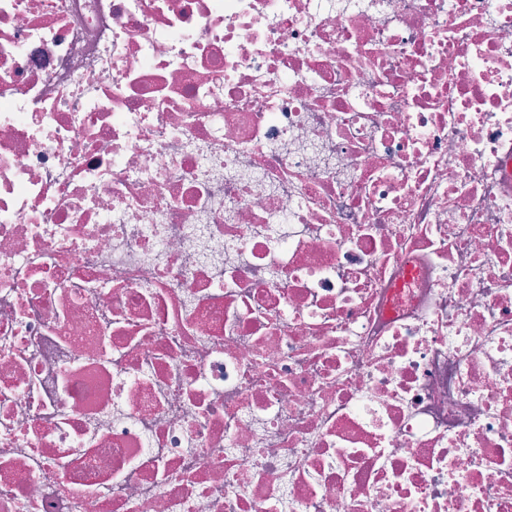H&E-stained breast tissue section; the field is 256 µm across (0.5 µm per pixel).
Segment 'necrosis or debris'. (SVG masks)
<instances>
[{"label":"necrosis or debris","instance_id":"1","mask_svg":"<svg viewBox=\"0 0 512 512\" xmlns=\"http://www.w3.org/2000/svg\"><path fill=\"white\" fill-rule=\"evenodd\" d=\"M512 0H0V512H512Z\"/></svg>","mask_w":512,"mask_h":512}]
</instances>
